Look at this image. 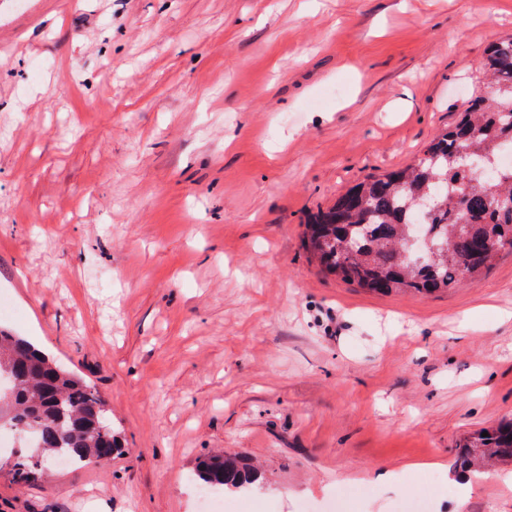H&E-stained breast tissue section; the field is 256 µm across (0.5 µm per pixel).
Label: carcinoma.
<instances>
[{
	"instance_id": "carcinoma-1",
	"label": "carcinoma",
	"mask_w": 512,
	"mask_h": 512,
	"mask_svg": "<svg viewBox=\"0 0 512 512\" xmlns=\"http://www.w3.org/2000/svg\"><path fill=\"white\" fill-rule=\"evenodd\" d=\"M488 91L475 98L462 119L437 134L417 161L384 177L368 176L306 225L305 247L329 273L369 292L431 294L474 278L498 256L492 245L512 237V167L497 170L493 187L500 204L468 158L495 163L512 146V39L487 54ZM434 198L425 234L434 250L421 262L408 238L415 203ZM16 383L0 390L7 424L35 428V443L47 455L66 457L74 466L110 459L120 450L110 411L83 379L53 363L20 336L0 329V375ZM512 462V423L468 437L457 467ZM199 486L240 488L262 478L239 456L216 455L199 461Z\"/></svg>"
}]
</instances>
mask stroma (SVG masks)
<instances>
[{"label": "stroma", "mask_w": 512, "mask_h": 512, "mask_svg": "<svg viewBox=\"0 0 512 512\" xmlns=\"http://www.w3.org/2000/svg\"><path fill=\"white\" fill-rule=\"evenodd\" d=\"M512 0H0V329L83 377L123 451L14 482L0 512H201L194 469L258 465L239 512H512V251L431 295L323 270L310 214L413 163L483 86ZM393 474L374 483V474ZM488 432L487 437H482ZM512 462V423L496 428L482 429L468 437L459 454L457 467L462 472L472 473L479 465L498 462Z\"/></svg>", "instance_id": "1"}]
</instances>
